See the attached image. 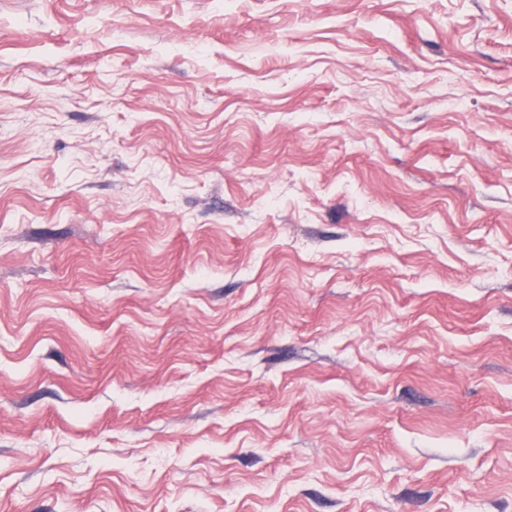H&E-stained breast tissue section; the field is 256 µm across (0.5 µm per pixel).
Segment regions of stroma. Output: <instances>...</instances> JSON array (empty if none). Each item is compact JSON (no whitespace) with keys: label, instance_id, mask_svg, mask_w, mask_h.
<instances>
[{"label":"stroma","instance_id":"stroma-1","mask_svg":"<svg viewBox=\"0 0 512 512\" xmlns=\"http://www.w3.org/2000/svg\"><path fill=\"white\" fill-rule=\"evenodd\" d=\"M0 512H512V0H0Z\"/></svg>","mask_w":512,"mask_h":512}]
</instances>
